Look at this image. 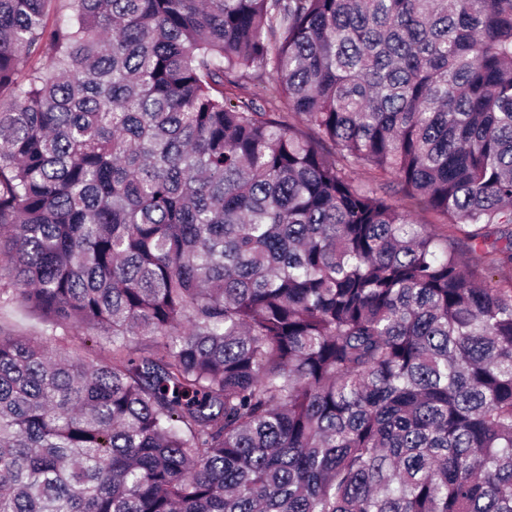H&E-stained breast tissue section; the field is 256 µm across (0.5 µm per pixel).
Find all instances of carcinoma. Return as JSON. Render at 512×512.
Wrapping results in <instances>:
<instances>
[{
  "label": "carcinoma",
  "mask_w": 512,
  "mask_h": 512,
  "mask_svg": "<svg viewBox=\"0 0 512 512\" xmlns=\"http://www.w3.org/2000/svg\"><path fill=\"white\" fill-rule=\"evenodd\" d=\"M54 2L0 0V512H512V0ZM0 324L12 330L16 335L36 338L45 329L41 318L14 304L0 306Z\"/></svg>",
  "instance_id": "cac0c4a2"
}]
</instances>
